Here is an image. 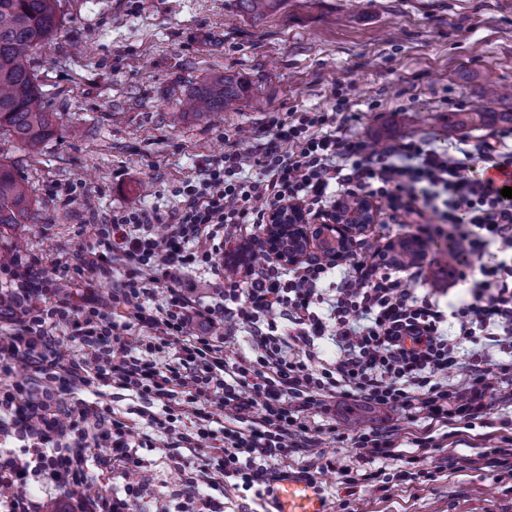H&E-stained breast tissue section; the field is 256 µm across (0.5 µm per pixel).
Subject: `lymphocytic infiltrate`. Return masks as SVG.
Returning <instances> with one entry per match:
<instances>
[{"label":"lymphocytic infiltrate","mask_w":512,"mask_h":512,"mask_svg":"<svg viewBox=\"0 0 512 512\" xmlns=\"http://www.w3.org/2000/svg\"><path fill=\"white\" fill-rule=\"evenodd\" d=\"M358 120L342 99L328 112L273 115L255 150L256 177L243 176L245 157L231 141L223 161L182 188L177 209L113 212L103 242L79 248L72 266L80 279L116 260L135 269L111 299L77 306L62 296L57 268L0 265L20 324L0 337V367L25 365L42 382L37 393L18 382L0 395V437L17 436L33 450L27 458L0 449V505L42 512L28 485L36 474L72 512H132L152 494L136 477L137 451L152 446V432H170L183 403H222L224 425L194 423L166 442L183 472L173 492L177 512H224L211 493L221 477L247 490L266 486L276 476L268 461L321 444L320 429L303 421L306 412L329 410L339 398L423 415L431 429L488 415L490 370L512 373V199L468 170L512 165V132L464 139L451 152L422 141L373 151L351 132ZM352 195L385 201L389 223L462 248L465 261L448 278L452 299L443 304L417 292L416 283L427 280L423 263L353 261L343 269L314 253L289 266L272 258L243 279L219 280L206 302L186 288L189 268L214 271L213 255L226 243L258 242L274 207L293 205L313 218ZM334 274L340 280L326 292ZM159 289L166 304L150 308ZM126 309L173 350L174 363L134 356L124 337ZM59 325L78 353L57 348L52 330ZM242 330L251 354L228 361L224 345ZM112 384L161 403L163 414L142 412L147 429L140 433L74 396ZM354 443L360 460L396 462L400 480L416 479L420 459L398 450L394 434L364 432ZM196 449L203 455L193 467L187 454ZM117 469L126 484L111 496L99 476Z\"/></svg>","instance_id":"obj_1"}]
</instances>
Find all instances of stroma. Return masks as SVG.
I'll return each instance as SVG.
<instances>
[{"label":"stroma","instance_id":"35a3bbf8","mask_svg":"<svg viewBox=\"0 0 512 512\" xmlns=\"http://www.w3.org/2000/svg\"><path fill=\"white\" fill-rule=\"evenodd\" d=\"M58 12L64 28L32 65L45 107L82 135L58 134L34 155L0 140L38 212L35 223L0 228V255L26 265L71 261L115 211L176 208L175 189L223 157L225 138L251 152V135L274 113L328 110L344 98L367 142L407 138L451 151L460 133L449 113L479 105L486 81L512 87V0H281L258 20L236 0H58ZM214 75L246 85L237 110L175 120L187 92ZM69 188L87 191L90 207L65 204ZM90 208L100 223H88ZM489 382L498 389L489 415L436 431L438 452L416 442L419 416L349 400L312 411L333 465L320 475L333 512H512V474L476 463L483 451L512 448V378L495 370ZM370 430L396 433L424 476L399 482L392 464L359 462L353 438ZM137 455L154 489L148 512H173L178 472L162 449ZM345 465L379 477L347 492L336 474Z\"/></svg>","mask_w":512,"mask_h":512}]
</instances>
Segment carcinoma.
<instances>
[{
	"label": "carcinoma",
	"mask_w": 512,
	"mask_h": 512,
	"mask_svg": "<svg viewBox=\"0 0 512 512\" xmlns=\"http://www.w3.org/2000/svg\"><path fill=\"white\" fill-rule=\"evenodd\" d=\"M58 0H0V138L6 137L29 153L40 152L55 135L58 115L44 109L39 80L31 66L33 53L51 40L62 25ZM241 12L260 19L280 0H237ZM242 86L228 76L207 78L188 95L185 112L202 116L237 108ZM512 124V112H496L481 105L448 113V128L464 130L485 124ZM30 187L14 165L0 158V228L30 224L35 220ZM416 241L394 243L392 261L404 265L417 261Z\"/></svg>",
	"instance_id": "cac0c4a2"
}]
</instances>
